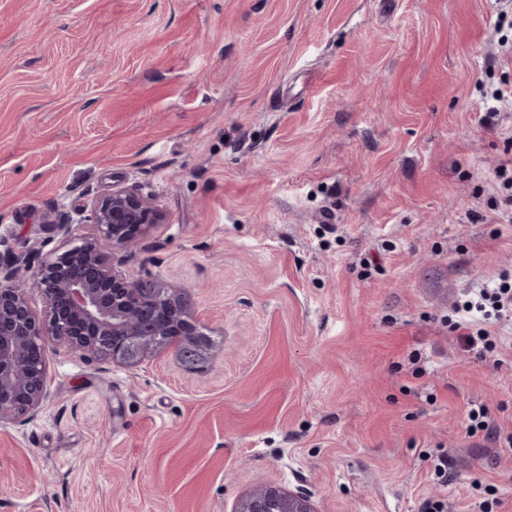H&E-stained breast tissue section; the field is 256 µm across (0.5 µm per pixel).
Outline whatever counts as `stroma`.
Here are the masks:
<instances>
[{
	"label": "stroma",
	"instance_id": "35a3bbf8",
	"mask_svg": "<svg viewBox=\"0 0 512 512\" xmlns=\"http://www.w3.org/2000/svg\"><path fill=\"white\" fill-rule=\"evenodd\" d=\"M512 0H0V254L87 236L134 186L165 214L121 270L183 289L213 351L135 367L48 350L0 424V512H512V325L462 351L452 302L512 271ZM448 463L437 477V459ZM512 108V87L497 88L491 94V99L487 102L486 112L482 117L481 123L489 125L502 110ZM467 421V433L470 436L481 434L485 439L500 441V431L485 406L471 407L467 413ZM235 512H318L311 496L275 485L257 487L239 502Z\"/></svg>",
	"mask_w": 512,
	"mask_h": 512
}]
</instances>
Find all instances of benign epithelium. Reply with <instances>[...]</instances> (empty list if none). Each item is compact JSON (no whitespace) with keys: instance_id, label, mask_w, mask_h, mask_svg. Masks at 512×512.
<instances>
[{"instance_id":"benign-epithelium-1","label":"benign epithelium","mask_w":512,"mask_h":512,"mask_svg":"<svg viewBox=\"0 0 512 512\" xmlns=\"http://www.w3.org/2000/svg\"><path fill=\"white\" fill-rule=\"evenodd\" d=\"M163 214L136 187H115L89 205L92 234L71 236V225L49 213L43 223L59 236L46 256L31 247L0 258V423L26 422L50 399L47 350L61 344L80 356L136 366L164 347V337L187 333L194 344L177 349L181 365L195 370L209 357L205 327L182 293L130 279L114 265V251L130 245ZM45 313L37 315L30 296ZM235 512H318L311 496L275 485L254 489Z\"/></svg>"}]
</instances>
